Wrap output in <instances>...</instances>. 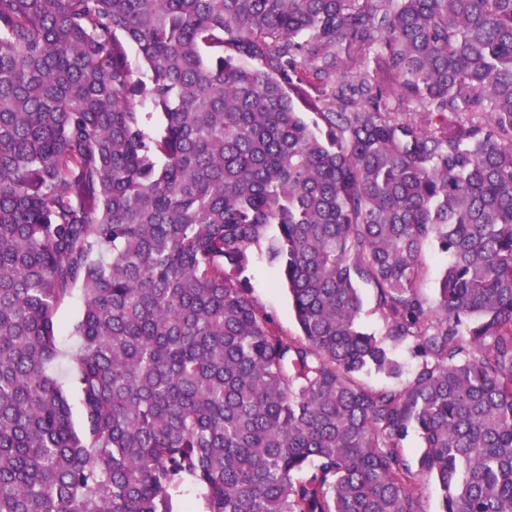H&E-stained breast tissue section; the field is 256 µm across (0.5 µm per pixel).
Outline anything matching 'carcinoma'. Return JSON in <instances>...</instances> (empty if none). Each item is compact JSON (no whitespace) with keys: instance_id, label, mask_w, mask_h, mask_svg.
Masks as SVG:
<instances>
[{"instance_id":"carcinoma-1","label":"carcinoma","mask_w":512,"mask_h":512,"mask_svg":"<svg viewBox=\"0 0 512 512\" xmlns=\"http://www.w3.org/2000/svg\"><path fill=\"white\" fill-rule=\"evenodd\" d=\"M430 481L512 512V0H0V512H423ZM427 256V275L422 281V292L430 300H434L436 295L437 282L442 270L447 264V258L432 250L426 252ZM244 275L248 277L250 297L273 317L275 328L284 336L297 337L299 330L288 291L279 276L258 255ZM361 293L363 298L361 325L366 332L379 336L384 330V322L381 315L375 309L372 290L365 286L362 288ZM83 301L79 295L65 300L57 309L55 321L58 325L60 357L55 365L56 373L64 369L70 356L78 350L79 339L74 334V324L78 321Z\"/></svg>"}]
</instances>
